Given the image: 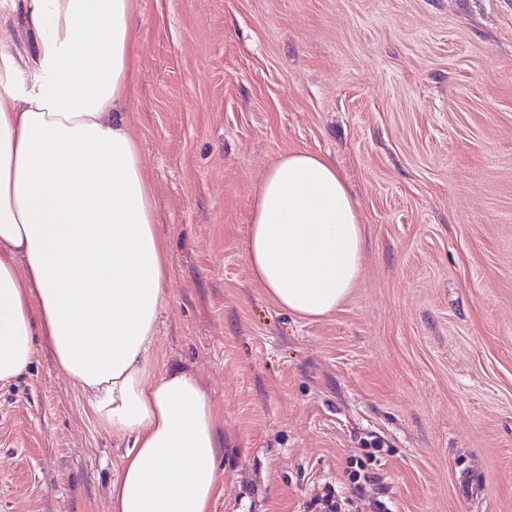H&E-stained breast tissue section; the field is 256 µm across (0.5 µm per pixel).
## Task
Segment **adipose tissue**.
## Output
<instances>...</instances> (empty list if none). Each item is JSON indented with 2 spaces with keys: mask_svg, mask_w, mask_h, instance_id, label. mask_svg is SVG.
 <instances>
[{
  "mask_svg": "<svg viewBox=\"0 0 512 512\" xmlns=\"http://www.w3.org/2000/svg\"><path fill=\"white\" fill-rule=\"evenodd\" d=\"M0 383L28 374L38 338L91 414L126 442L109 512H212L223 488L211 400L157 373L167 246L120 107L137 0H0ZM254 281L280 308L326 316L363 270L356 203L328 158L282 155L255 189Z\"/></svg>",
  "mask_w": 512,
  "mask_h": 512,
  "instance_id": "ef3b65f1",
  "label": "adipose tissue"
}]
</instances>
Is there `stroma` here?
<instances>
[{"instance_id":"35a3bbf8","label":"stroma","mask_w":512,"mask_h":512,"mask_svg":"<svg viewBox=\"0 0 512 512\" xmlns=\"http://www.w3.org/2000/svg\"><path fill=\"white\" fill-rule=\"evenodd\" d=\"M121 110L168 247L159 369L219 419L213 512L352 496L380 444L392 512H512V0H138ZM332 159L363 273L333 313L250 272L254 189ZM126 452L38 343L0 384V512H108ZM377 460L375 455L369 454L365 457H358L349 462V468L346 470L350 483L353 484L355 492L359 495L363 494L366 485H370L373 481L372 461Z\"/></svg>"}]
</instances>
